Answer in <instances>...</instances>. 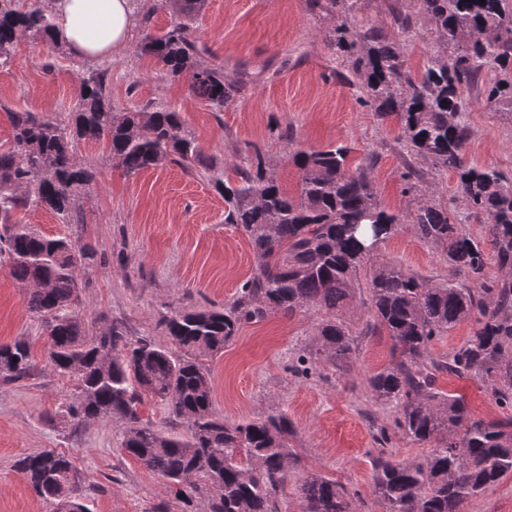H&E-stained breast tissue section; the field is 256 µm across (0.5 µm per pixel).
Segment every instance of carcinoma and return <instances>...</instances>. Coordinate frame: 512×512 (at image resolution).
Instances as JSON below:
<instances>
[{"label":"carcinoma","instance_id":"cac0c4a2","mask_svg":"<svg viewBox=\"0 0 512 512\" xmlns=\"http://www.w3.org/2000/svg\"><path fill=\"white\" fill-rule=\"evenodd\" d=\"M45 0H0V63L11 59L22 38L51 52L54 15ZM362 0H308L331 17L328 48L344 56L357 78L360 102L380 120L400 125L399 139L411 156L435 171H452L461 198L486 220L485 237L470 236L454 215L427 193L412 197L422 179L412 166L403 174L410 197L402 215L386 210L367 167L349 163L351 147L297 149L298 189L291 195L255 151L249 168L224 175V166L205 156L180 112L147 102L131 112L112 105L109 72L89 68L80 77L74 126H61L42 113L4 109L13 141L0 148V256L10 276L25 289L29 309L45 322L46 367L77 381L67 414L75 426L118 418L126 425L121 452L157 474L179 512H281L280 497L297 462L293 426L283 414L228 423L212 409V382L202 363L233 339L241 324L268 312L285 316L322 313L316 325L318 352L332 366L350 367L356 328L343 309L366 276L370 321L366 327L392 341L393 360L368 378L373 399L396 403L395 430L428 444L419 461L400 459L384 445L381 429L374 458V487L387 512H465L469 501L512 473V420L477 418L464 398L443 393L437 374L477 378L494 399L512 406V180L493 167L467 159L469 126L459 113L486 71L498 79L484 89L483 102L512 112V0H409L392 10L394 26L410 30L422 16L433 26L440 49L420 72L410 71L399 43L380 27L356 31L349 18ZM206 0H156L142 17L138 49L161 65L172 80L185 78L192 95L211 112H222L236 80L224 65L205 60L192 38ZM169 11V26L152 31L153 14ZM77 139L106 145L108 158L133 176L174 163L210 173L227 204L224 222L250 240L255 273L236 301L224 309L170 310L160 325L170 340L162 345L133 337L118 322L106 328L88 320L81 272L94 264L88 242L47 237L15 215L42 208L65 224L81 223L79 197L95 182L73 148ZM412 225L419 238L442 249L469 284L432 283L377 259L379 245L399 226ZM491 246L486 251L485 245ZM494 259L502 277L487 276ZM474 328L444 360L429 358L431 342L460 323ZM31 345L24 338L0 344V380L34 375ZM150 396L167 402L173 420L187 432L165 433L142 422L139 406ZM33 491L58 512H86L80 471L72 456L44 449L15 462ZM301 512H357L350 492L318 473L299 485Z\"/></svg>","mask_w":512,"mask_h":512}]
</instances>
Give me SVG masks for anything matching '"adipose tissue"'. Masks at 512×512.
Wrapping results in <instances>:
<instances>
[{
	"instance_id": "adipose-tissue-1",
	"label": "adipose tissue",
	"mask_w": 512,
	"mask_h": 512,
	"mask_svg": "<svg viewBox=\"0 0 512 512\" xmlns=\"http://www.w3.org/2000/svg\"><path fill=\"white\" fill-rule=\"evenodd\" d=\"M54 22L76 58L97 61L125 50L137 18L130 0H54Z\"/></svg>"
}]
</instances>
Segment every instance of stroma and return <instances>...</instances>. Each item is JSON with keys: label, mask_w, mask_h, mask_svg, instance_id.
Listing matches in <instances>:
<instances>
[{"label": "stroma", "mask_w": 512, "mask_h": 512, "mask_svg": "<svg viewBox=\"0 0 512 512\" xmlns=\"http://www.w3.org/2000/svg\"><path fill=\"white\" fill-rule=\"evenodd\" d=\"M390 0H364L352 18L357 30L385 28L404 50L411 71L436 51L429 29L403 31L390 24ZM328 17L310 11L306 0H208L192 36L208 60L238 77L240 89L223 111L212 112L191 94L187 80H170L151 58L138 53L142 38L108 59L112 104L124 109L155 99L182 113L206 155L223 162L227 175L248 167L254 153L288 191H296L298 171L282 131L306 146H351L352 163H365L385 209L403 212L402 175L409 165L396 119L379 121L363 106L348 80L345 58L324 45ZM86 62L68 49L47 57L42 44L21 40L10 62L0 64V103L43 112L59 123L70 120ZM465 121L473 135L468 159L512 178V112L485 107L472 96ZM78 160L92 167L97 182L80 200L83 221L63 224L45 209L19 212L20 223L47 236L71 235L91 243L99 260L89 267L83 291L87 317L121 323L130 335L167 338L159 326L172 309L230 305L256 267L247 236L225 223L223 196L204 172L186 173L174 164L126 176L90 140L76 144ZM425 190L442 206L465 215L472 237L484 224L467 217L454 173L431 172ZM379 260L436 283H465L434 244L420 239L411 225L381 243ZM366 290L356 291L346 317L364 330L350 367L338 369L318 354L317 313L286 317L268 314L242 324L223 351L205 358L211 371L213 411L229 422L271 413L292 421L293 449L299 462L285 488V512H300L297 487L311 472L344 485L359 512H386L376 495L372 456L380 428L392 426L396 410L376 402L367 378L392 361V342L365 331L369 313ZM26 337L42 369L29 379L0 382V512H49L24 476L15 469L20 456L45 448L70 454L80 471L90 512H151L165 496L158 475L121 453L125 425L95 420L73 428L66 407L75 384L44 369L47 341L41 320L27 305L23 288L0 263V343ZM439 389L463 396L475 416L503 419L512 409L500 406L483 383L446 374Z\"/></svg>", "instance_id": "obj_1"}]
</instances>
